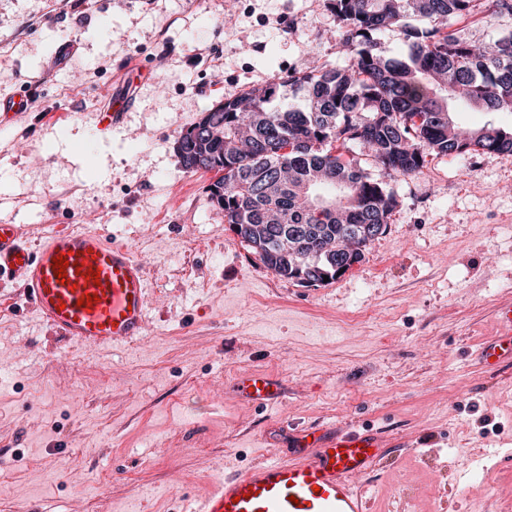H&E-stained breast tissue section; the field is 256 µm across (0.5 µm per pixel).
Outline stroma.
<instances>
[{
    "label": "stroma",
    "instance_id": "obj_1",
    "mask_svg": "<svg viewBox=\"0 0 512 512\" xmlns=\"http://www.w3.org/2000/svg\"><path fill=\"white\" fill-rule=\"evenodd\" d=\"M328 0H0V218L37 244L102 229L148 279L122 348L63 340L0 284V512H185L272 458L278 429L370 426L400 447L373 512H512V367L476 351L512 305V154L429 159L360 263L318 287L264 267L174 149L213 104L336 67ZM76 41L73 56L58 47ZM121 127L99 131L116 97ZM276 376L265 410L233 390Z\"/></svg>",
    "mask_w": 512,
    "mask_h": 512
}]
</instances>
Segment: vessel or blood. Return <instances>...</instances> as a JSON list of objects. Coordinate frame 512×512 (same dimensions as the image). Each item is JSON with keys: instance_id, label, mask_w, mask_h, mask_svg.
I'll list each match as a JSON object with an SVG mask.
<instances>
[{"instance_id": "b4317fda", "label": "vessel or blood", "mask_w": 512, "mask_h": 512, "mask_svg": "<svg viewBox=\"0 0 512 512\" xmlns=\"http://www.w3.org/2000/svg\"><path fill=\"white\" fill-rule=\"evenodd\" d=\"M68 263L66 278L53 269ZM21 281L24 297L60 335L89 347H122L147 328V283L140 261L100 230L60 229L30 246L21 225L0 219V281ZM478 358L491 367L512 364V308L498 313L495 338ZM254 406L283 396L270 375L243 372L234 383ZM395 449L382 432L348 424L293 429L287 459L255 464L219 480L192 499L188 512H370L359 479L377 476Z\"/></svg>"}]
</instances>
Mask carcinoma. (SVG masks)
I'll return each mask as SVG.
<instances>
[{
	"mask_svg": "<svg viewBox=\"0 0 512 512\" xmlns=\"http://www.w3.org/2000/svg\"><path fill=\"white\" fill-rule=\"evenodd\" d=\"M474 0H330L345 68L315 60L277 83L213 105L179 132L184 169L214 171L208 187L241 242L277 276L302 284L308 269L340 275L385 234L397 205L389 178L419 172L429 157L472 151L512 154V131L492 123L464 128L453 104L512 112V31L473 47L446 26ZM485 22L512 18V0H486ZM404 29L408 53L386 57L375 35ZM301 95V108L276 107L279 89ZM360 152H355L354 147ZM366 224H381L367 236Z\"/></svg>",
	"mask_w": 512,
	"mask_h": 512,
	"instance_id": "1",
	"label": "carcinoma"
}]
</instances>
